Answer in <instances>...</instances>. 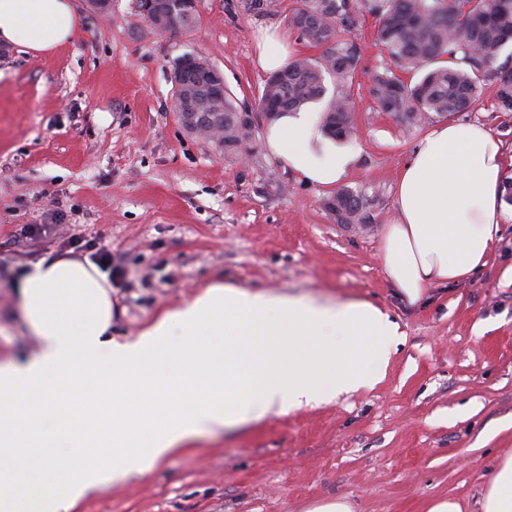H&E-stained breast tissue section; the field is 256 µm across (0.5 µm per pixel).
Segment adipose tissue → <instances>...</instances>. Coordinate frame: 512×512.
<instances>
[{
  "mask_svg": "<svg viewBox=\"0 0 512 512\" xmlns=\"http://www.w3.org/2000/svg\"><path fill=\"white\" fill-rule=\"evenodd\" d=\"M82 33L73 0H0V41L43 54ZM267 153L305 182L336 185L354 154L319 113L283 112ZM501 141L483 125L432 128L402 167L380 260L401 298L470 279L500 232ZM39 346L0 365V512H77L91 494L182 446L271 415L374 388L399 326L367 301H323L220 283L112 336V286L91 261L42 260L17 283Z\"/></svg>",
  "mask_w": 512,
  "mask_h": 512,
  "instance_id": "ef3b65f1",
  "label": "adipose tissue"
}]
</instances>
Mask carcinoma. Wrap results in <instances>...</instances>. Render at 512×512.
I'll list each match as a JSON object with an SVG mask.
<instances>
[{"label":"carcinoma","mask_w":512,"mask_h":512,"mask_svg":"<svg viewBox=\"0 0 512 512\" xmlns=\"http://www.w3.org/2000/svg\"><path fill=\"white\" fill-rule=\"evenodd\" d=\"M365 0H295L288 23L298 37L321 49L316 59L288 62L264 84L259 98L267 120L282 112H296L310 103L328 99L322 117L326 134L338 141L354 136L351 119L353 78L360 48L352 33ZM164 31L186 33L200 22L199 12L185 15L171 3ZM369 10L379 16L376 40L393 59L372 78L370 92L383 112L398 116L407 126H418L433 117H453L469 111L484 82L494 84L497 104L512 112V66H498L504 47L512 43V0L503 5H477L471 0H373ZM425 70L415 84L406 83L396 70ZM333 93H328L326 78ZM193 105L205 109L207 126L228 132L218 145L231 152L243 138L231 135L240 116L248 110L229 95L213 107L203 88ZM369 197L362 191L340 188L327 208L340 224H370Z\"/></svg>","instance_id":"1"}]
</instances>
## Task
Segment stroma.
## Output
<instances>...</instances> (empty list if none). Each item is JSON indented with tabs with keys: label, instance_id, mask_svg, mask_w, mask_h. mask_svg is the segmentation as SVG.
I'll return each instance as SVG.
<instances>
[{
	"label": "stroma",
	"instance_id": "35a3bbf8",
	"mask_svg": "<svg viewBox=\"0 0 512 512\" xmlns=\"http://www.w3.org/2000/svg\"><path fill=\"white\" fill-rule=\"evenodd\" d=\"M75 5L79 39L38 56L0 44V364L38 346L15 306L20 275L65 255L73 235L121 266L111 276L118 340L213 283L364 300L400 332L373 389L201 436L79 512H308L336 499L352 512H429L442 499L477 512L512 457V203L470 280L430 289L416 308L399 300L380 234L395 216L400 170L428 128L379 111L370 93L374 73L391 63L375 39L378 16H357L358 132L342 181L373 196L374 220L340 224L325 206L333 188L304 183L268 156L264 121L228 153L188 132L174 110L171 74L184 54L209 59L226 92L251 109L269 77L256 60L260 32L279 29L296 57H318L288 26L293 0L261 16L242 0H199L198 26L177 36L136 17L132 0H112L106 13L92 0ZM458 119L502 141L512 182V112L499 111L492 83ZM30 224L58 231L33 242L22 236Z\"/></svg>",
	"mask_w": 512,
	"mask_h": 512
}]
</instances>
